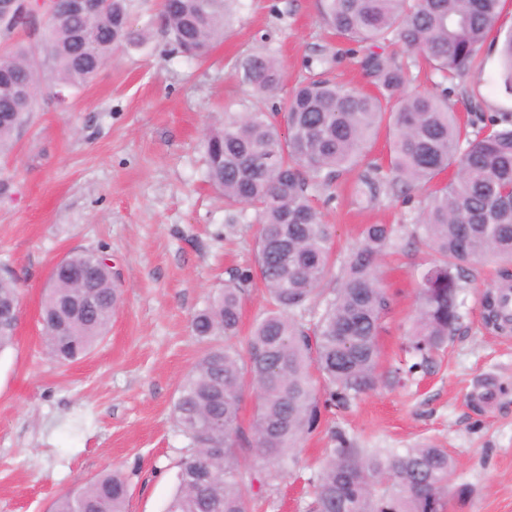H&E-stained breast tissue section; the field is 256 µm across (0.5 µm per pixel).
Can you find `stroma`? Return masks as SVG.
Returning <instances> with one entry per match:
<instances>
[{
  "mask_svg": "<svg viewBox=\"0 0 512 512\" xmlns=\"http://www.w3.org/2000/svg\"><path fill=\"white\" fill-rule=\"evenodd\" d=\"M130 21L147 27L146 44L114 55L86 86L40 85L13 148L0 154V269L20 288L15 343L0 352V512H48L58 495L106 469L128 482L127 512H165L189 447L173 406L202 351L191 316L256 252V225L225 237L224 197L204 180L206 131L254 102L229 63L267 49L287 73L283 92L319 72L371 88L362 52L325 31L317 0H240L232 29L198 63L162 37L161 0H131ZM480 59L449 89V106L512 117L498 46L485 43ZM356 177L313 196L338 263L363 225L415 224L426 194H384L365 207L351 196ZM76 250L110 255L123 303L92 352L62 365L47 354L40 312L53 266ZM430 261L407 235L384 259L391 310L379 338L380 385L325 412L298 466L274 477L270 465L248 460L254 512H306L337 432L361 448H447L457 462L452 484L471 490L448 512H512V331L487 328L481 305L495 265L467 270L457 329L428 366L395 372ZM486 378L495 388L487 402Z\"/></svg>",
  "mask_w": 512,
  "mask_h": 512,
  "instance_id": "35a3bbf8",
  "label": "stroma"
}]
</instances>
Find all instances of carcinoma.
<instances>
[{
	"mask_svg": "<svg viewBox=\"0 0 512 512\" xmlns=\"http://www.w3.org/2000/svg\"><path fill=\"white\" fill-rule=\"evenodd\" d=\"M239 0H162L163 33L191 60L224 38ZM323 23L336 35L372 49L362 69L376 89L369 94L316 78L283 98L287 135L275 115L260 109L224 113V125L204 135L207 179L224 194L225 228L258 226L255 265L230 273L224 289L191 317V331L206 344L178 386L173 413L192 441L166 512H252L244 489L243 456L279 460L314 433L322 414L377 388L379 335L390 310L379 262L400 246L402 227L367 224L361 242L341 266L336 287H323L332 264V233L312 203V190L331 188L342 172L363 167L353 185L360 205L390 188L423 186L425 203L411 236L433 256L419 283L409 349L424 367L456 331L464 268L497 265L502 283L486 295V320L512 328L505 301L512 293V122L489 119L477 127L448 108L444 84L474 67L503 10V0H319ZM42 43L47 79L80 87L115 51L138 41L129 0H103L87 17L51 9ZM395 40L418 67L439 77L435 91H412L408 67L374 50ZM502 78L512 94V30L501 48ZM261 99L275 96L284 70L270 51L234 64ZM39 87L32 49L17 42L0 54V153L12 146ZM477 130L470 131V128ZM390 139L389 174L366 161L381 129ZM448 182L439 176L448 169ZM95 262L91 315L63 313L78 292L63 271L45 289L42 326L48 353L59 363L85 357L103 338L122 303L120 273L97 251H75ZM260 281L270 309L247 338L242 360L229 341L238 336L241 299ZM19 289L0 276V306L17 303ZM323 300V309L311 306ZM328 391L321 395L312 372ZM256 391L250 435L239 422L243 388ZM314 484L308 512H448L449 498L470 494L449 484L455 459L426 444L404 452L359 448L344 434ZM128 483L106 472L69 490L51 512H126Z\"/></svg>",
	"mask_w": 512,
	"mask_h": 512,
	"instance_id": "carcinoma-1",
	"label": "carcinoma"
}]
</instances>
